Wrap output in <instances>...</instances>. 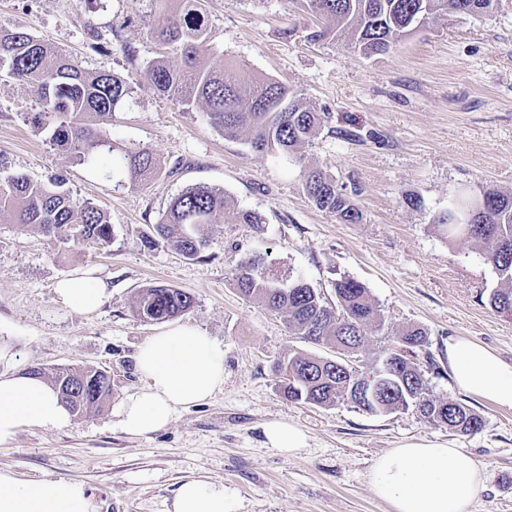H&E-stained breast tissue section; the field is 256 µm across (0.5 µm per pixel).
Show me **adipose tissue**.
I'll use <instances>...</instances> for the list:
<instances>
[{
	"mask_svg": "<svg viewBox=\"0 0 512 512\" xmlns=\"http://www.w3.org/2000/svg\"><path fill=\"white\" fill-rule=\"evenodd\" d=\"M58 301L89 312L107 288L90 273L60 281ZM455 387L499 408L512 409V363L467 338L448 342ZM137 368L147 384L127 396L116 415L122 429L146 436L172 422L177 412L210 399L224 384L223 345L190 324H175L146 339ZM71 412L51 385L19 370L0 372V446L10 445L23 426L62 429ZM373 495L394 512H471L484 489L483 472L463 448L438 440L406 441L377 456L368 472ZM100 504L80 481L48 484L0 468V512H99ZM236 489L220 481L188 479L168 512H242Z\"/></svg>",
	"mask_w": 512,
	"mask_h": 512,
	"instance_id": "ef3b65f1",
	"label": "adipose tissue"
}]
</instances>
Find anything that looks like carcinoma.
<instances>
[{
    "label": "carcinoma",
    "mask_w": 512,
    "mask_h": 512,
    "mask_svg": "<svg viewBox=\"0 0 512 512\" xmlns=\"http://www.w3.org/2000/svg\"><path fill=\"white\" fill-rule=\"evenodd\" d=\"M175 16L163 15L151 29L162 49L147 69L155 89L187 109L201 107L209 124L227 140L249 138L257 151L281 150L297 155L309 145L324 116L304 105L301 94L268 77L231 82L224 68L208 61L212 47L202 0H168ZM322 27L308 38L320 41L346 37L365 56L388 53L400 40L430 23L451 16L486 14L495 0H300ZM183 59L179 70L170 68L167 55ZM31 87L38 111L28 116L37 127H51V144L84 163L93 152H114L103 124L128 100L133 87L110 73L88 74L66 55L26 31L0 29V71ZM132 173L150 178L158 164L148 148L126 151L120 162ZM60 175L38 181L15 174L0 182V217L47 235L64 234L75 245L105 246L113 237L105 212L91 202H76L64 189ZM304 190L313 205L343 224H357L362 213L335 179L322 168L304 170ZM484 207L472 208L476 196L459 191L448 199L436 226L448 239L471 242L498 279L488 296L496 313L512 315V194L487 190ZM215 224H250L261 230L262 219L251 211L227 210L224 191L207 186L189 187L175 197L150 232L142 235L147 246L162 245L186 260L203 258L211 227ZM233 282L239 293L261 303L295 335L316 345H329L357 353L365 345L368 329L379 324L376 306L361 282L341 277L334 283L336 306L327 305L301 276H285L261 255L242 261ZM193 297L164 285L142 288L134 313L149 321H167L193 308ZM426 332L407 330L387 348L380 363L365 373L339 358L296 352L277 363V383L291 402L331 407L349 402L369 414L390 413L415 407L427 422L451 431L476 433L483 419L469 406L432 396L418 367L414 349L425 343ZM396 371L391 382L379 388L377 404L365 407L353 398L354 386L375 376L381 362ZM60 400L71 413L81 415L99 409L111 392L105 371L85 368L75 374L65 367L46 372Z\"/></svg>",
    "instance_id": "cac0c4a2"
}]
</instances>
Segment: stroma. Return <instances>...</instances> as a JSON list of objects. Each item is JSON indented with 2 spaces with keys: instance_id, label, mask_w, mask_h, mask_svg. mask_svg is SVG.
<instances>
[{
  "instance_id": "obj_1",
  "label": "stroma",
  "mask_w": 512,
  "mask_h": 512,
  "mask_svg": "<svg viewBox=\"0 0 512 512\" xmlns=\"http://www.w3.org/2000/svg\"><path fill=\"white\" fill-rule=\"evenodd\" d=\"M214 62L231 59L226 79L250 75L297 89L326 113L302 160L224 139L202 109L182 110L147 77L159 52L149 29L160 0H0V28H20L87 72L128 78L131 98L106 122L116 150L147 146L159 173L138 181L108 172V156L78 164L49 143V128L27 120L32 91L0 80V179L62 175L77 202L100 207L114 230L104 248L77 246L0 221V349L16 367H93L112 377L99 411L63 429L21 428L0 447V468L54 484L77 480L100 512H167L181 482L206 478L236 488L248 512H393L373 496L367 473L375 457L406 439L447 442L480 464L485 489L472 512H512V409L459 392L447 361L449 338L467 337L512 362V317L487 302L497 278L470 242L434 226L455 189L512 192V0L482 15L452 18L365 57L346 40L310 41L318 21L299 0H203ZM319 167L363 212L343 224L306 196L304 168ZM223 190L228 208L260 214L262 229L217 224L203 259L189 261L141 242L183 190ZM267 255L335 303L347 276L367 288L384 323L350 363L369 370L410 325L427 343L416 362L433 395L470 406L484 424L472 434L429 424L415 409L371 415L347 403L317 407L286 400L275 361L293 351L329 356L304 342L233 284L236 264ZM81 270L108 294L94 311L61 305L58 281ZM167 285L195 298L184 322L224 346V384L181 410L164 429L132 436L115 411L145 385L136 368L140 344L161 325L137 318L141 288ZM300 425L309 445L290 457L268 447L263 425Z\"/></svg>"
}]
</instances>
